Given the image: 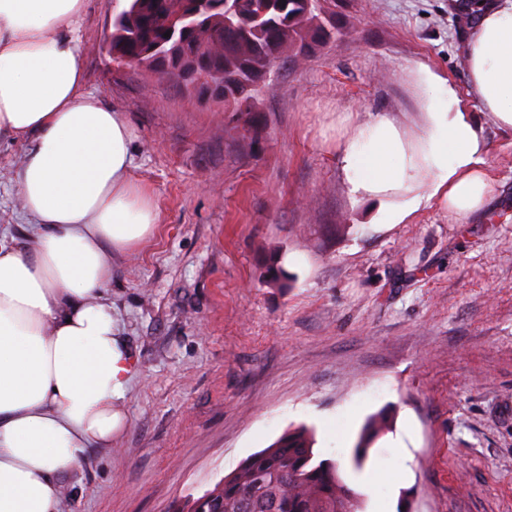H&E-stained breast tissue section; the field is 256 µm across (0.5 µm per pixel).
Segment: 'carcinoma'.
Here are the masks:
<instances>
[{
  "label": "carcinoma",
  "instance_id": "carcinoma-1",
  "mask_svg": "<svg viewBox=\"0 0 512 512\" xmlns=\"http://www.w3.org/2000/svg\"><path fill=\"white\" fill-rule=\"evenodd\" d=\"M322 0H224L201 2L196 21L186 18V0H127L112 20V55L128 64L137 61L147 69L162 65L156 54H145L149 43L161 45L165 63L189 69L207 59V69H224V81L252 84L249 97L266 86L281 55L290 46L300 49L309 38L335 37L319 18ZM187 27L182 44H170L164 34ZM268 282L288 287V271L279 258L266 266ZM388 416L379 412L365 424L353 453L359 468L372 442L388 428ZM312 433L305 427L285 431L269 447L247 457L213 489L173 512H341L349 503L360 504L340 478L336 465L316 460Z\"/></svg>",
  "mask_w": 512,
  "mask_h": 512
}]
</instances>
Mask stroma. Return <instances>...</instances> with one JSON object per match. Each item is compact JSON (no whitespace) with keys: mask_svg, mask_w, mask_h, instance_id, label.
<instances>
[{"mask_svg":"<svg viewBox=\"0 0 512 512\" xmlns=\"http://www.w3.org/2000/svg\"><path fill=\"white\" fill-rule=\"evenodd\" d=\"M448 2L325 0L335 38L288 50L254 109L230 112L114 61L105 38L125 0H85L83 91L130 124L132 176L159 220L112 257V315L135 362L127 426L64 476L61 512H170L300 424L362 512H512V131L467 103L497 191L464 220L432 200L376 223L337 160L349 123H415L401 67L464 86ZM23 152L0 140V228L13 234ZM275 256L288 288L265 277ZM384 409L393 428L354 469ZM388 425V416L384 412L377 413L367 421L353 453V463L356 468H360L363 465L370 445L385 432Z\"/></svg>","mask_w":512,"mask_h":512,"instance_id":"35a3bbf8","label":"stroma"}]
</instances>
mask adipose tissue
Here are the masks:
<instances>
[{
  "instance_id": "ef3b65f1",
  "label": "adipose tissue",
  "mask_w": 512,
  "mask_h": 512,
  "mask_svg": "<svg viewBox=\"0 0 512 512\" xmlns=\"http://www.w3.org/2000/svg\"><path fill=\"white\" fill-rule=\"evenodd\" d=\"M84 0H0V136L23 143L16 195L23 240H0V512H60L63 476L89 448H107L132 356L112 317V256L152 236L149 188L130 176L132 130L83 93L76 24ZM458 90L427 66L406 67L421 112L351 125L337 158L353 199L401 224L421 189L455 218L493 198L479 127L463 108L512 128V0H491L465 43Z\"/></svg>"
}]
</instances>
